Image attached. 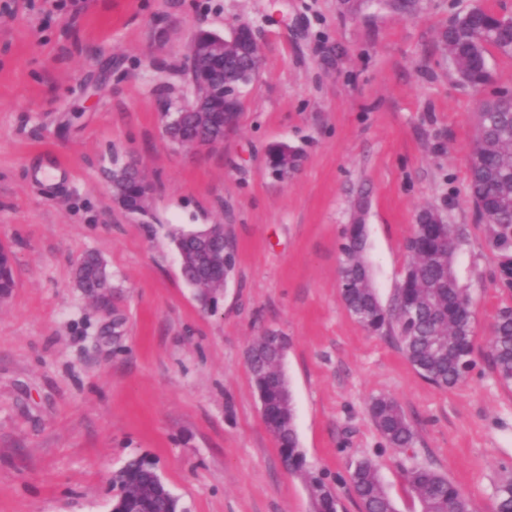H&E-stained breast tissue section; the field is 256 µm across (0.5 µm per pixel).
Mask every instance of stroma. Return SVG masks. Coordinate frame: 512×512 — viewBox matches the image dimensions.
<instances>
[{
	"label": "stroma",
	"mask_w": 512,
	"mask_h": 512,
	"mask_svg": "<svg viewBox=\"0 0 512 512\" xmlns=\"http://www.w3.org/2000/svg\"><path fill=\"white\" fill-rule=\"evenodd\" d=\"M279 2L0 0V244L15 270L0 299V512H109L112 473L134 456L155 461L188 512H310L245 362L267 330L288 339L299 444L339 512H358L348 468L365 457L398 512L419 510L402 478L414 464L447 475L473 512H493L495 486L512 478V387L485 359L512 294L468 194L474 116L512 91V55L490 50V80L475 89L439 44L457 15L479 4L512 16V0H420L405 16ZM242 22L261 65L236 131L209 151L169 144L159 102L181 85L191 35ZM278 142L303 152L281 180L266 165ZM116 157L154 185L156 223L114 201ZM363 195L382 304L422 209L463 233L474 366L455 387L426 382L340 298L339 245ZM204 224L223 225L237 253L214 313L183 282L169 237ZM87 252L102 257L118 310L77 287ZM379 395L411 420V450L371 419Z\"/></svg>",
	"instance_id": "obj_1"
}]
</instances>
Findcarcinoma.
Masks as SVG:
<instances>
[{"label": "carcinoma", "instance_id": "obj_1", "mask_svg": "<svg viewBox=\"0 0 512 512\" xmlns=\"http://www.w3.org/2000/svg\"><path fill=\"white\" fill-rule=\"evenodd\" d=\"M494 12L481 6L455 17L441 32L443 49L459 79L480 87L490 79L489 49L512 54V38ZM246 59L234 55L224 61V85L240 91L251 84ZM468 191L476 214L493 231L492 244L499 250L512 247V95L485 100L476 113V133L470 155ZM154 187L137 170L112 190L124 209L136 210L142 223L155 220L149 199ZM205 230H175L173 245L185 254L184 281L196 289L204 310L213 308L223 283L213 278L222 268L231 273L236 256L224 251V241L202 253ZM366 230L356 226L340 246V297L349 314L367 331L391 330L399 348L417 373L440 389L462 382L472 365L473 313L469 289L460 283L456 257L461 230L452 224L432 223V210L417 217L406 249L409 262L397 288L394 304L386 308L373 285L363 260ZM99 255L83 256L75 275L87 271L81 289L100 305L109 302L107 273L99 270ZM14 261L0 246V295L14 288ZM488 357L495 375L512 385V307L505 306L492 326ZM284 352L268 336L258 337L247 351V365L265 409V425L277 442L288 471L300 477L308 490L312 512H339V501L325 478L306 467L298 446L292 397L285 396L281 379ZM377 428L393 448L408 449L416 442L412 423L393 398L377 396L369 403ZM122 495L112 502V512H186L179 497L164 483L155 463L145 457L130 459L124 466ZM406 490L418 501L421 512H472L470 501L448 477L432 468L413 465L404 471ZM348 482L360 512H397L376 463L357 461ZM494 512H512V480L498 484L493 493Z\"/></svg>", "mask_w": 512, "mask_h": 512}]
</instances>
